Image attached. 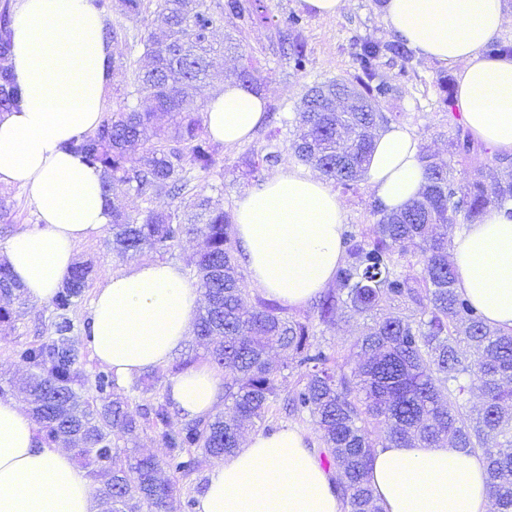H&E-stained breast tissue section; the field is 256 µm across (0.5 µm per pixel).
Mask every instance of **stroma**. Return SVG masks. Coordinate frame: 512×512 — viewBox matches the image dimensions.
<instances>
[{
  "instance_id": "1",
  "label": "stroma",
  "mask_w": 512,
  "mask_h": 512,
  "mask_svg": "<svg viewBox=\"0 0 512 512\" xmlns=\"http://www.w3.org/2000/svg\"><path fill=\"white\" fill-rule=\"evenodd\" d=\"M273 18L272 24H257L246 34L244 48L254 52L264 76L263 99L265 118L252 137L238 145L214 143L216 166L209 177L194 180L185 190V197L201 193L211 198L214 207L235 210L238 200L251 189L272 178L279 171L294 166L290 142L296 132L292 124L294 113L307 89L331 78H350L354 73L352 51L355 43L368 38L388 41L394 32L385 24L380 11L381 0H346L337 17L323 19L311 9L301 8L299 0H261ZM303 18L301 39L305 45L308 65L305 72H294L281 51L279 32L286 29L292 15ZM149 17L123 20L128 44L115 58L112 84L107 97L108 111L123 107L130 88L132 66H147L140 39L147 31ZM383 78L392 86V93L375 103L377 111L389 117L391 123L407 127L417 138L422 150L441 161H452L458 172L470 175L494 171L512 176V155L490 153L482 144H475L469 155L452 156L450 143L461 118L448 114L441 102L440 81L452 79L450 70L438 62L420 56L410 60L383 61ZM278 150V165L261 167L249 173L243 160L262 158L270 150ZM105 234H96L76 247V261L91 263L92 278L88 290L68 313L75 326L79 345H86L85 327L90 319L93 290L106 274L133 264L130 256L112 251L105 244ZM52 308L47 303H29L25 312L12 326L0 329V387L6 396L21 398L17 382L26 368L13 356L18 347L39 342L53 333Z\"/></svg>"
}]
</instances>
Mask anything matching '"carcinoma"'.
<instances>
[{"label":"carcinoma","mask_w":512,"mask_h":512,"mask_svg":"<svg viewBox=\"0 0 512 512\" xmlns=\"http://www.w3.org/2000/svg\"><path fill=\"white\" fill-rule=\"evenodd\" d=\"M105 16V38L126 37L112 15L137 19L150 12L151 27L140 39L148 69L131 71L130 97L152 104L149 112L127 104L105 114L92 133L61 145L104 173L102 189L112 194L116 182L145 203L134 212L112 207L107 244L137 254L167 250L185 235L203 239L195 265L196 284L205 290L206 307L197 319V335L213 340L211 359L224 369V401L234 416L193 419L177 431L168 429L170 403L155 396L130 409L117 393L112 375L94 376L95 395L74 388L80 353L71 339L73 324L54 323V335L14 351L27 368L24 387L30 412L44 445L70 444L95 478L104 512H164L177 483L158 478L162 469L186 476L194 471L191 449L213 457L240 446L243 430L260 424L276 403L289 416L312 425L321 441L318 459L336 473L333 490L345 512H381L367 480L373 449L381 443L428 446L445 438L486 462V486L495 512H512V332L486 323L481 312L455 287L456 268L448 262V212L463 214V229L480 221L491 207L512 200V181L492 173L458 178L451 165L421 153L426 184L403 210L389 212L376 201L372 224H350L342 237L345 254L336 269V288L319 296L310 312L293 315L271 299L251 296L244 287L233 240L231 213L214 210L209 197L194 195L190 211L156 210L152 199L180 197L189 174L207 177L215 159L207 140L202 106L210 87L209 72L226 54L240 55L243 29L266 19L262 5L244 0H94ZM240 21L236 36L214 47L210 29L224 17ZM9 6L0 10V109L16 106L21 91L7 60L12 49ZM408 60L398 40L366 39L354 52L355 78L329 79L311 87L295 122L305 128L291 144L295 158L317 168L326 179L350 189L366 172L372 130L387 121L372 101L388 95L380 74L383 60ZM288 60L306 70L303 45L288 42ZM236 80L260 92L263 78L253 66ZM345 100L336 111V97ZM168 114L178 125H153L154 114ZM148 142L141 155L127 147ZM453 152L466 155L473 141L457 126ZM92 268L72 267L51 299L56 312L70 310L89 286ZM0 296L18 306L27 298L8 267L0 263ZM372 317V324L349 348H335L317 335V327L336 322L337 310ZM275 348L280 364L272 366ZM293 378L282 392L279 378ZM481 408L470 406L474 391ZM157 431L163 455L136 456L112 447V430L134 440L144 426Z\"/></svg>","instance_id":"obj_1"}]
</instances>
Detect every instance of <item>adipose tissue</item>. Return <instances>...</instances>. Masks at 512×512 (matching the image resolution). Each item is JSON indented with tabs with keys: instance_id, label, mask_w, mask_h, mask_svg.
I'll list each match as a JSON object with an SVG mask.
<instances>
[{
	"instance_id": "ef3b65f1",
	"label": "adipose tissue",
	"mask_w": 512,
	"mask_h": 512,
	"mask_svg": "<svg viewBox=\"0 0 512 512\" xmlns=\"http://www.w3.org/2000/svg\"><path fill=\"white\" fill-rule=\"evenodd\" d=\"M388 26L419 56L456 69L455 108L473 137L512 154V57H490L503 28L504 0H384ZM90 0H18L8 64L19 106L0 110V189L19 187L34 201L35 227L0 248L30 301L50 302L75 261V248L110 223L103 172L63 142L99 125L112 82V46ZM212 140H248L264 101L228 81L205 104ZM419 141L390 125L374 138L366 177L388 210H400L425 184ZM235 236L259 290L304 307L333 279L343 257L344 211L333 188L291 168L247 192L235 210ZM456 287L487 322L512 330V218L490 209L455 233ZM201 306L181 265L144 260L107 275L92 300L93 358L117 385L166 366L188 339ZM167 393L188 419L211 415L224 381L205 365L170 378ZM38 427L16 399L0 398V512H96L90 480L73 451L39 445ZM368 480L384 512H490L481 454L445 442L377 447ZM196 512H344L330 476L294 428L251 434L213 466Z\"/></svg>"
}]
</instances>
